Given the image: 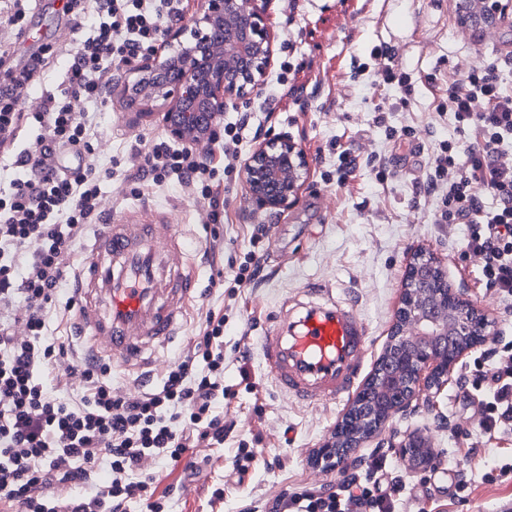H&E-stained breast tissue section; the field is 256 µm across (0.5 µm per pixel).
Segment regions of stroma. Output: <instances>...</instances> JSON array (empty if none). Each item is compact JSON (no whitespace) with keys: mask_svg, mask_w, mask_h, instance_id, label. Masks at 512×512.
<instances>
[{"mask_svg":"<svg viewBox=\"0 0 512 512\" xmlns=\"http://www.w3.org/2000/svg\"><path fill=\"white\" fill-rule=\"evenodd\" d=\"M266 17L274 58L260 90L227 106L220 117L227 124L248 116L260 127L259 137L240 145L249 156L259 139L291 133L308 163L298 202L288 212L256 211L246 200L241 168L225 174L224 221L211 224L206 207L185 197L178 184L143 196L113 199L110 216L148 204L172 212V219L195 251L196 291L176 340L144 352L139 364L113 365L112 382L127 390L130 382H160L183 347L199 329L206 307L224 310V422L232 430L220 448H192L183 465H143L154 476L155 497L169 496L173 512H264L267 504L298 487L323 491L338 486L346 474L364 475L369 453L379 437L355 450L346 471L319 461L317 450L342 420L347 408L334 403L305 406L283 395L267 377L259 356L260 338L282 302L306 284L318 282L336 295L353 299L367 322L373 345L366 359L374 368L387 342L403 291L408 265L416 250L433 254L448 273L453 288L494 322V338L512 341V298L486 289L482 259L466 247L468 227L434 220L436 195L423 182L427 161L444 140L460 139L451 115L440 116L436 104L449 78L459 77L461 61L478 65L494 61L504 90L512 92V26L489 20L491 37L475 52L461 36L448 0H267ZM65 19L58 0H41L17 51L55 45ZM393 51L395 69L407 73L413 93L401 105L398 90L373 72L359 71L372 48ZM288 65V97L269 100L281 65ZM120 72L112 87L109 111L100 113L103 130L98 163L111 169L112 191L132 161V150L147 151L167 138L161 102L130 104ZM386 125L413 126L405 139H387L375 115ZM349 149L357 166L344 185L336 183L337 155ZM261 236H254V228ZM224 238V256L207 254L213 235ZM254 256L261 268L256 282L222 298L217 282L233 285L236 266ZM248 345L249 360L238 358L237 345ZM466 352L448 374L441 390L427 403L399 416L389 428L400 436L431 437L444 468L462 469L466 448L477 441L482 395L461 388L460 379L478 356ZM258 448L262 463L239 474L234 456L240 445ZM390 476L399 477L395 512H503L512 510V479L493 484L472 481L455 499L446 478L410 469L396 455L388 457ZM223 488V501L210 491Z\"/></svg>","mask_w":512,"mask_h":512,"instance_id":"stroma-1","label":"stroma"}]
</instances>
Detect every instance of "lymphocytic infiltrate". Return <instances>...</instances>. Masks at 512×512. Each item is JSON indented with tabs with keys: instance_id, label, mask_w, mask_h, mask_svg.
Wrapping results in <instances>:
<instances>
[{
	"instance_id": "f902f5d3",
	"label": "lymphocytic infiltrate",
	"mask_w": 512,
	"mask_h": 512,
	"mask_svg": "<svg viewBox=\"0 0 512 512\" xmlns=\"http://www.w3.org/2000/svg\"><path fill=\"white\" fill-rule=\"evenodd\" d=\"M31 0H0V163L15 176L0 188V506L5 512H167L154 499L146 459L177 464L190 440L224 443V315L207 310L198 333L160 385L122 396L111 366L93 351H77L54 336L73 323L76 301L63 298L75 275L74 254L107 213L101 185L111 169L90 158L100 138L98 112L109 107L117 71L154 51L165 29L182 21L180 0H65L70 61L61 93L27 99L42 85L48 62H24L14 46L27 30ZM438 114H451L467 143L441 142L428 160L427 186L438 192L439 224H466L467 246L482 256L485 288L512 296V94L498 68L483 64L449 81ZM35 131L38 149L24 147L21 130ZM244 124L230 123L215 150L167 142L138 153L127 186L161 189L170 183L201 200L212 223L224 221L227 200L220 171H231ZM465 162H458V154ZM495 199L485 207L483 196ZM467 383L484 392L474 460L481 448L512 431V348H489L474 361ZM79 394L67 396L72 381ZM345 480L323 492L299 487L267 512H389V492L377 478Z\"/></svg>"
}]
</instances>
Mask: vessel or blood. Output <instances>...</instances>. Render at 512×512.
<instances>
[{
    "instance_id": "vessel-or-blood-1",
    "label": "vessel or blood",
    "mask_w": 512,
    "mask_h": 512,
    "mask_svg": "<svg viewBox=\"0 0 512 512\" xmlns=\"http://www.w3.org/2000/svg\"><path fill=\"white\" fill-rule=\"evenodd\" d=\"M190 245L168 214H128L104 225L78 273L79 319L100 354L123 364L168 342L192 291ZM372 347L355 304L317 285L281 305L260 340L274 385L302 405L342 403L356 392Z\"/></svg>"
}]
</instances>
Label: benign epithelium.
I'll use <instances>...</instances> for the list:
<instances>
[{"label": "benign epithelium", "instance_id": "1", "mask_svg": "<svg viewBox=\"0 0 512 512\" xmlns=\"http://www.w3.org/2000/svg\"><path fill=\"white\" fill-rule=\"evenodd\" d=\"M190 18L193 40L183 29H169L161 47L137 65L138 77L125 87L143 101L161 100L166 115L181 120L168 126L172 138L201 143L214 131L227 101L259 88L273 56V45L260 0H198ZM178 45L166 56L161 50ZM307 162L293 137L282 132L259 143L244 163L248 201L259 210L285 211L298 200ZM488 316L448 282L438 260L422 253L409 265L401 305L388 342L372 374L341 422L321 448V455L344 466L364 440L385 431L394 416L412 411L424 392L448 381L451 366L465 350L492 335ZM387 447L414 468L434 471L440 455L426 438L400 439Z\"/></svg>", "mask_w": 512, "mask_h": 512}]
</instances>
